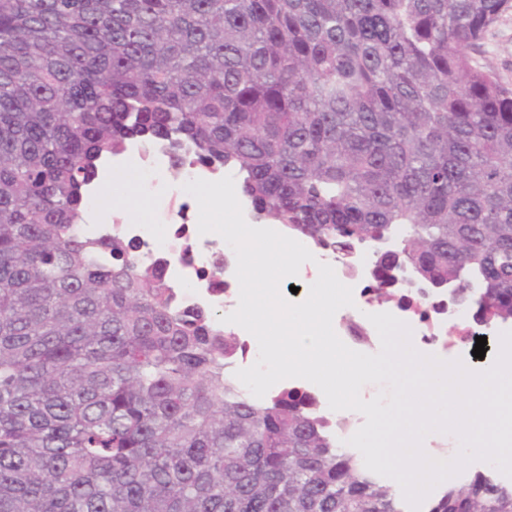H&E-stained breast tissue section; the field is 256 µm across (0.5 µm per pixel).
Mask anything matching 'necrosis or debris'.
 <instances>
[{"label":"necrosis or debris","mask_w":512,"mask_h":512,"mask_svg":"<svg viewBox=\"0 0 512 512\" xmlns=\"http://www.w3.org/2000/svg\"><path fill=\"white\" fill-rule=\"evenodd\" d=\"M172 166V157L162 145L147 144L138 140L127 143L124 150L108 159L104 172L137 169L143 177L146 192L159 206L161 223L142 224L128 216L105 210L96 189H88L89 203L86 220L77 225L79 235L94 239L119 230L139 244V255L145 260H160L164 263V273L177 288L181 304L186 307L202 306L230 314L239 302V284L235 276L234 250L217 234H200L198 230V204L186 193L182 185L193 179L217 181L222 172L205 165L188 166L181 182L173 183L167 178ZM313 262L307 263L304 274L309 281H316L319 264L331 265L338 279L352 287L354 304L346 308L343 315L337 316L335 332L351 349L374 354L380 349L373 341H364V334L371 327L360 315V305L369 303L368 291L370 260L369 254H361L354 267H346L343 262L324 249H314ZM393 314L407 323L415 341L424 349L441 354L463 348L461 336L448 333L449 322L465 325L463 314L448 315L447 311L429 313L420 317L413 311L394 309Z\"/></svg>","instance_id":"4bbe7bcc"}]
</instances>
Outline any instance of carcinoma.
I'll list each match as a JSON object with an SVG mask.
<instances>
[{
  "mask_svg": "<svg viewBox=\"0 0 512 512\" xmlns=\"http://www.w3.org/2000/svg\"><path fill=\"white\" fill-rule=\"evenodd\" d=\"M510 11L0 0V512H405L314 396L251 398L161 262L75 227L102 159L164 141L292 238L371 251L372 300L512 323V85L471 55ZM428 512H512V485L479 472Z\"/></svg>",
  "mask_w": 512,
  "mask_h": 512,
  "instance_id": "carcinoma-1",
  "label": "carcinoma"
}]
</instances>
